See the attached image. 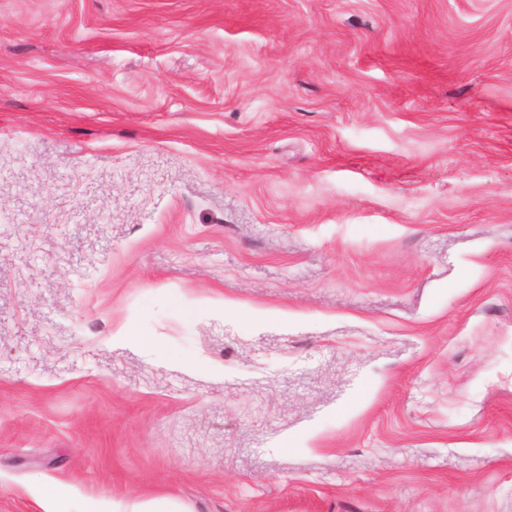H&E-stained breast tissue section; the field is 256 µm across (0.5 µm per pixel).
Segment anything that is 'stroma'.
<instances>
[{
	"label": "stroma",
	"instance_id": "35a3bbf8",
	"mask_svg": "<svg viewBox=\"0 0 512 512\" xmlns=\"http://www.w3.org/2000/svg\"><path fill=\"white\" fill-rule=\"evenodd\" d=\"M47 481L512 512V0H0V512Z\"/></svg>",
	"mask_w": 512,
	"mask_h": 512
}]
</instances>
